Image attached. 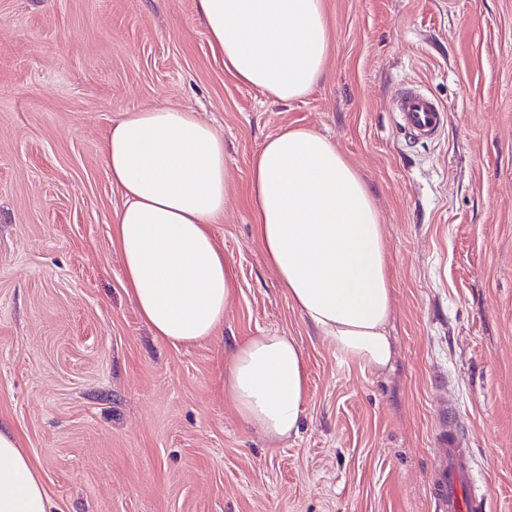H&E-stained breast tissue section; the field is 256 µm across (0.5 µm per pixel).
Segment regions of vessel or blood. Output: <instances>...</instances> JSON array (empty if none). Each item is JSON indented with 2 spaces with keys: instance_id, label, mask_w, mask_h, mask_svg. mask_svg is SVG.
I'll use <instances>...</instances> for the list:
<instances>
[{
  "instance_id": "b4317fda",
  "label": "vessel or blood",
  "mask_w": 512,
  "mask_h": 512,
  "mask_svg": "<svg viewBox=\"0 0 512 512\" xmlns=\"http://www.w3.org/2000/svg\"><path fill=\"white\" fill-rule=\"evenodd\" d=\"M393 110L398 129L416 145L437 139L446 123L447 114L437 100L413 87L400 90ZM435 444L430 492L443 512H487L485 495L472 479V452L454 410L441 411Z\"/></svg>"
}]
</instances>
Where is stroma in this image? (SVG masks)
<instances>
[{
	"label": "stroma",
	"instance_id": "1",
	"mask_svg": "<svg viewBox=\"0 0 512 512\" xmlns=\"http://www.w3.org/2000/svg\"><path fill=\"white\" fill-rule=\"evenodd\" d=\"M331 51L302 100L224 68L195 0H0V419L55 512H437L440 405L488 512H512V0H324ZM443 104L405 142V85ZM184 107L224 137L211 233L234 295L213 338L142 321L112 248L122 200L101 146L121 113ZM288 127L329 136L375 193L394 288L390 368L339 360L290 306L253 237V155ZM303 348L298 436L272 441L222 393L234 342ZM397 128L412 144L434 141L443 130L447 113L426 91L413 87L400 90L393 101Z\"/></svg>",
	"mask_w": 512,
	"mask_h": 512
}]
</instances>
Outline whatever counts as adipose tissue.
I'll use <instances>...</instances> for the list:
<instances>
[{
	"label": "adipose tissue",
	"instance_id": "obj_1",
	"mask_svg": "<svg viewBox=\"0 0 512 512\" xmlns=\"http://www.w3.org/2000/svg\"><path fill=\"white\" fill-rule=\"evenodd\" d=\"M196 16L240 83L290 103L319 82L330 51L324 0H195ZM102 157L122 205L112 246L153 336H215L233 297L210 232L229 202L224 138L187 108L153 107L113 121ZM255 238L289 303L345 361L391 366L392 283L373 193L327 136L286 128L266 139L248 190ZM223 393L272 440L298 434L309 397L304 351L279 331L237 343ZM42 473L0 421V512H52Z\"/></svg>",
	"mask_w": 512,
	"mask_h": 512
}]
</instances>
